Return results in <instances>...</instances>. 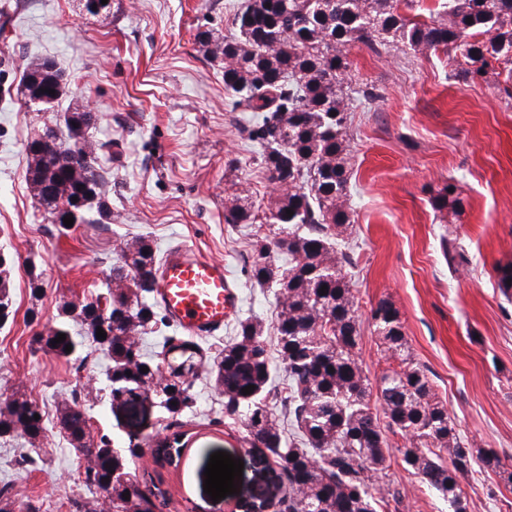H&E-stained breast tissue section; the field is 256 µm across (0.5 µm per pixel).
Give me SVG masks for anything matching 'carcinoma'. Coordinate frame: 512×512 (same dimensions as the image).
Wrapping results in <instances>:
<instances>
[{
    "instance_id": "1",
    "label": "carcinoma",
    "mask_w": 512,
    "mask_h": 512,
    "mask_svg": "<svg viewBox=\"0 0 512 512\" xmlns=\"http://www.w3.org/2000/svg\"><path fill=\"white\" fill-rule=\"evenodd\" d=\"M403 5L402 12L396 0H245L231 20L234 33L218 38L207 29L196 34L224 71V86L256 113L245 129L247 139L260 146V164L281 192L276 207L265 215L276 226L274 237L254 241L250 279L275 289L280 306L277 354L288 372L282 402L303 447L284 438L270 411L274 362L253 321L239 322L236 338L217 357L216 369V381L224 388V416L241 421L251 444L267 451L287 487L277 512H381L399 503L402 491L378 480L388 432L407 439L405 468L436 490L451 512H468L460 477L475 462L492 471L504 467L497 452L476 457L465 446L425 370L409 352L394 303L381 299L366 314L359 313L348 271L353 258L333 243L335 233L351 223L348 112L353 97L344 80L353 43L374 47L381 37H390L415 54L456 58L461 68L455 77L464 81L480 80L502 65L508 66L507 80L512 81V0H447L443 9L426 16L415 12L414 0H403ZM21 89L27 101L51 105L65 91L64 74L54 63L32 62L23 71ZM90 119L91 111L75 108L65 115V132L47 126L26 144L29 185L60 223L68 217L81 224L112 223L108 172L99 163L102 155L112 153V143L86 137ZM77 153L91 155V164L78 165L73 159ZM462 204L453 184L433 201L440 211L457 212ZM258 219L259 210L246 194L224 204V222L233 227ZM277 254L285 263H279ZM160 263L145 240L121 249L112 278L133 287L108 291L105 311L97 300L83 304L76 314L63 305L60 320L42 338L43 347L66 357L69 344L77 355L84 341L71 335L70 323L86 327L92 342L112 360L114 399L137 396L154 375L151 359L164 355L174 342L203 358L193 340L168 337L149 356L135 340L158 322L152 294ZM498 288L512 299V265L499 269ZM363 318L388 362L377 385L384 426L371 409V384L358 358ZM99 328L106 338L97 337ZM60 333L66 339L56 344ZM144 366L148 371H141ZM248 385L255 389L245 395L242 388ZM153 393L157 407L172 416L193 404L191 383L179 375L157 384ZM36 414H42L36 403L11 401L0 409V437L19 431L39 437L44 419H34ZM60 427L75 448H91L94 466L86 470V481L107 492L112 512H156L166 506L154 502V484L120 480L129 460L139 456L137 449L122 455L104 437L90 446L85 413L76 405L64 410Z\"/></svg>"
}]
</instances>
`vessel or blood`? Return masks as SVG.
Instances as JSON below:
<instances>
[{
  "label": "vessel or blood",
  "mask_w": 512,
  "mask_h": 512,
  "mask_svg": "<svg viewBox=\"0 0 512 512\" xmlns=\"http://www.w3.org/2000/svg\"><path fill=\"white\" fill-rule=\"evenodd\" d=\"M155 300L188 336H214L240 306L237 284L228 278L223 260L186 247L170 249L157 272Z\"/></svg>",
  "instance_id": "obj_1"
}]
</instances>
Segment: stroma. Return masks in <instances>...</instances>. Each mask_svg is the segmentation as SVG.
Segmentation results:
<instances>
[{
  "label": "stroma",
  "instance_id": "35a3bbf8",
  "mask_svg": "<svg viewBox=\"0 0 512 512\" xmlns=\"http://www.w3.org/2000/svg\"><path fill=\"white\" fill-rule=\"evenodd\" d=\"M240 0H110L88 14L83 0H8V44L0 43V248L11 254L14 317L0 328V407L23 396L37 401L45 431L37 442L0 438V488L16 512H70L75 500H103L88 486L82 452L66 439L59 410L79 402L92 443L125 449L185 432L190 443L179 467L145 454L129 469L168 493L166 512H245L278 491L275 473L241 425L224 417V396L211 358L232 336L200 342L207 359L193 380L195 402L178 416L157 407H113L102 350L85 346L65 358L42 348L63 304L105 291L121 242L143 237L160 251L177 245L222 259L241 292L236 319L260 324L275 343L277 309L269 289L246 270L253 236L272 226L235 229L224 202L248 189L256 207L277 199L255 147L242 132L252 119L224 88V73L204 54L196 33L229 34ZM52 58L67 92L52 109L28 106L20 92L26 65ZM352 222L344 237L357 264L352 279L360 311L390 299L400 313L416 360L431 378L456 430L475 452L496 451L498 474L474 468L462 481L469 512H512V302L497 286L499 267L512 264V98L501 75L474 84L454 79L444 55H413L399 44L349 51ZM98 112L90 134L119 154L109 163V224L53 223L27 182L28 139L59 125L71 109ZM462 191L460 213L438 212L433 196L448 185ZM460 244L447 261L442 239ZM42 274L32 297L29 271ZM385 472L406 496L400 512H450L447 502L405 469L404 440L390 439ZM224 451L244 469L236 494L214 501L204 492L211 455Z\"/></svg>",
  "mask_w": 512,
  "mask_h": 512
}]
</instances>
